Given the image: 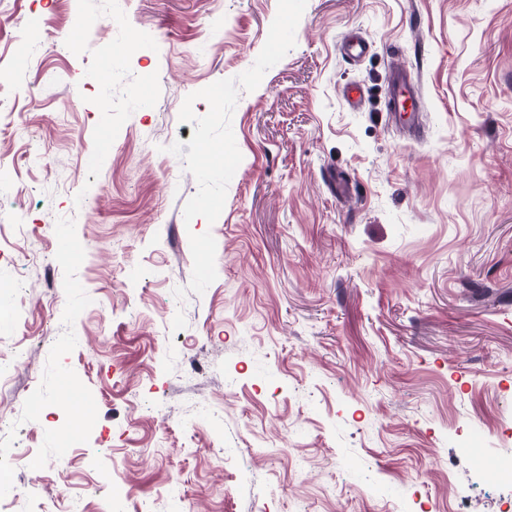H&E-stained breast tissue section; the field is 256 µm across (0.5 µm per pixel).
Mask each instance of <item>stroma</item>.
<instances>
[{
	"label": "stroma",
	"mask_w": 512,
	"mask_h": 512,
	"mask_svg": "<svg viewBox=\"0 0 512 512\" xmlns=\"http://www.w3.org/2000/svg\"><path fill=\"white\" fill-rule=\"evenodd\" d=\"M276 13L0 0L11 512H512L474 462L512 448V0H307L295 47L238 96L220 216L185 221L182 103L249 69ZM393 112L398 116L402 125H414V112H416L415 87L409 82L404 71L396 70L391 75Z\"/></svg>",
	"instance_id": "obj_1"
}]
</instances>
